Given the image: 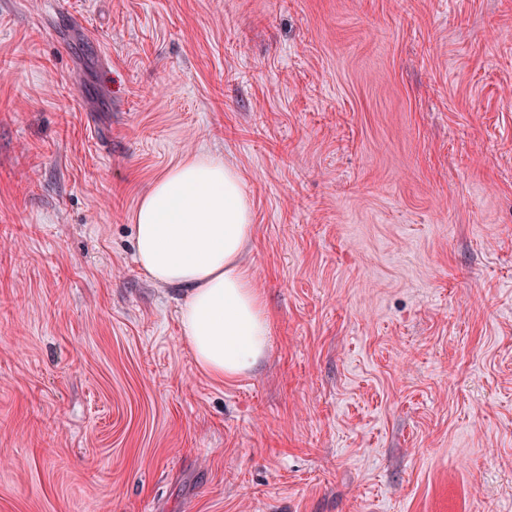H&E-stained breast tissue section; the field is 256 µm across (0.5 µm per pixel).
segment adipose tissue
<instances>
[{
  "label": "adipose tissue",
  "instance_id": "adipose-tissue-1",
  "mask_svg": "<svg viewBox=\"0 0 512 512\" xmlns=\"http://www.w3.org/2000/svg\"><path fill=\"white\" fill-rule=\"evenodd\" d=\"M253 216L240 174L210 157L160 175L134 214L136 262L153 281L187 288L183 340L198 369L217 381L251 372L270 322L241 254Z\"/></svg>",
  "mask_w": 512,
  "mask_h": 512
}]
</instances>
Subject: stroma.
Wrapping results in <instances>:
<instances>
[{
  "mask_svg": "<svg viewBox=\"0 0 512 512\" xmlns=\"http://www.w3.org/2000/svg\"><path fill=\"white\" fill-rule=\"evenodd\" d=\"M205 154L221 383L134 262ZM0 512H512V0H0ZM253 216L240 174L197 157L160 175L134 214L136 262L153 281L187 288L183 340L198 369L224 382L264 357L270 322L241 254Z\"/></svg>",
  "mask_w": 512,
  "mask_h": 512,
  "instance_id": "stroma-1",
  "label": "stroma"
}]
</instances>
